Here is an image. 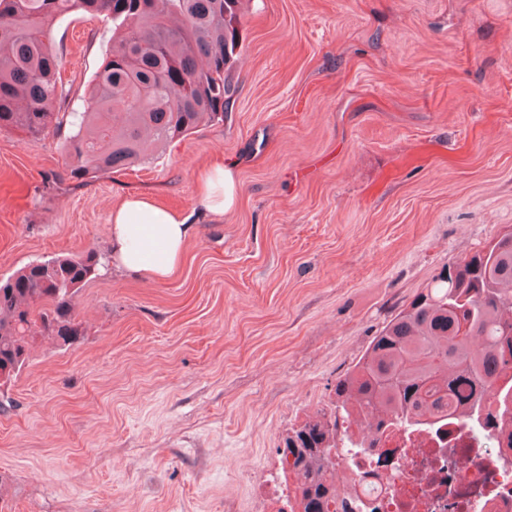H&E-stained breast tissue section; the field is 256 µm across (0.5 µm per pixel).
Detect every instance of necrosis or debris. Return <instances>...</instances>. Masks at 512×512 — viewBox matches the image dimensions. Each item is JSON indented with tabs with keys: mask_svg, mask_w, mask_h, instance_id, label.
I'll return each instance as SVG.
<instances>
[{
	"mask_svg": "<svg viewBox=\"0 0 512 512\" xmlns=\"http://www.w3.org/2000/svg\"><path fill=\"white\" fill-rule=\"evenodd\" d=\"M346 472L361 512H512V442L457 424L393 433Z\"/></svg>",
	"mask_w": 512,
	"mask_h": 512,
	"instance_id": "1",
	"label": "necrosis or debris"
}]
</instances>
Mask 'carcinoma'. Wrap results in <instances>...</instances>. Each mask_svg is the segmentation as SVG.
I'll return each mask as SVG.
<instances>
[{
	"label": "carcinoma",
	"mask_w": 512,
	"mask_h": 512,
	"mask_svg": "<svg viewBox=\"0 0 512 512\" xmlns=\"http://www.w3.org/2000/svg\"><path fill=\"white\" fill-rule=\"evenodd\" d=\"M244 0H0V131L39 140L63 123L69 176L94 177L145 161L168 141L224 121L241 46ZM112 21V46L86 107L61 111L56 21ZM103 267L95 249L34 260L0 279V368L15 376L39 336L82 335L75 297ZM405 305L336 382L330 413L288 431L282 454L297 479L292 512H331L336 466L395 430L462 419L495 439L512 417V231L458 263ZM371 417L355 436L356 418Z\"/></svg>",
	"instance_id": "cac0c4a2"
}]
</instances>
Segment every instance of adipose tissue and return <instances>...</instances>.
<instances>
[{
	"label": "adipose tissue",
	"mask_w": 512,
	"mask_h": 512,
	"mask_svg": "<svg viewBox=\"0 0 512 512\" xmlns=\"http://www.w3.org/2000/svg\"><path fill=\"white\" fill-rule=\"evenodd\" d=\"M195 184L208 214L220 219L234 210L238 181L233 164L214 161L196 172ZM109 224L113 264L155 282L175 275L192 233L188 215L146 196L113 207Z\"/></svg>",
	"instance_id": "1"
}]
</instances>
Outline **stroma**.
<instances>
[{
  "instance_id": "1",
  "label": "stroma",
  "mask_w": 512,
  "mask_h": 512,
  "mask_svg": "<svg viewBox=\"0 0 512 512\" xmlns=\"http://www.w3.org/2000/svg\"><path fill=\"white\" fill-rule=\"evenodd\" d=\"M219 123L133 170L76 180L69 126L0 132V279L96 248L84 333L38 339L0 386V512H268L288 431L330 412L381 327L512 229V0H250ZM80 98L112 24L58 21ZM236 164L206 215L196 170ZM189 214L181 272L116 269L108 218Z\"/></svg>"
}]
</instances>
